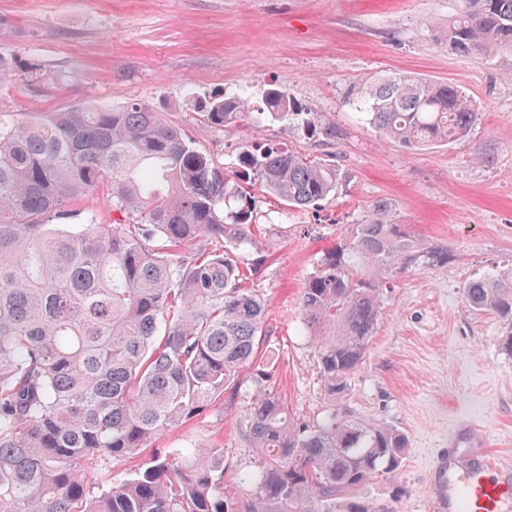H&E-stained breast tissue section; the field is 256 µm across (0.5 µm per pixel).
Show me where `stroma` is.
Here are the masks:
<instances>
[{
  "mask_svg": "<svg viewBox=\"0 0 512 512\" xmlns=\"http://www.w3.org/2000/svg\"><path fill=\"white\" fill-rule=\"evenodd\" d=\"M466 0H0V50L20 74L0 83V110L15 115L72 104L139 100L193 146L231 166L250 146L285 148L335 165L334 193L296 208L256 192L258 248L237 252L245 286L265 302L277 362L269 387L243 370L234 397L166 429L157 448L224 450V490L240 497L242 472L260 456L241 435L254 398L276 393L292 418L315 426L331 414L401 430V467L364 489L391 512H429L444 476L437 454H495L512 473V353L506 324L476 311L463 290L512 269V51L459 55L445 39ZM36 65L61 83H34ZM387 72L443 81L472 101L466 136L408 150L349 103L350 86ZM270 89L297 113L263 114ZM238 94L252 112L232 132L194 100ZM391 208L413 243L400 268L370 269L383 314L364 363L329 396L301 325L300 292L323 255L348 248L357 224Z\"/></svg>",
  "mask_w": 512,
  "mask_h": 512,
  "instance_id": "stroma-1",
  "label": "stroma"
}]
</instances>
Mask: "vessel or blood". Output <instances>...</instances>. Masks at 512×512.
<instances>
[{
	"label": "vessel or blood",
	"instance_id": "1",
	"mask_svg": "<svg viewBox=\"0 0 512 512\" xmlns=\"http://www.w3.org/2000/svg\"><path fill=\"white\" fill-rule=\"evenodd\" d=\"M462 486H450L434 508L436 512H503L512 501V476L504 474L494 457L464 472Z\"/></svg>",
	"mask_w": 512,
	"mask_h": 512
}]
</instances>
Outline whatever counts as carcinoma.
Returning <instances> with one entry per match:
<instances>
[{
    "mask_svg": "<svg viewBox=\"0 0 512 512\" xmlns=\"http://www.w3.org/2000/svg\"><path fill=\"white\" fill-rule=\"evenodd\" d=\"M448 46L512 50V0H469L448 22ZM369 124L408 149L463 137L478 119L456 87L395 73L355 85ZM230 129L250 113L239 96L195 102ZM271 90L263 112L286 118ZM245 163L284 204L308 207L336 189L332 164L289 150H248ZM107 182L119 219L98 224L69 202ZM252 188L141 102L74 105L15 118L0 112V512H392L362 495L395 472L400 430L331 416L311 429L268 391L242 432L262 458L224 493V449L156 448L121 483L94 491L87 468L130 460L165 429L238 387L266 385L265 304L242 288L233 250L253 245ZM412 248L381 206L349 251L393 267ZM465 302L512 325V271L477 279ZM303 329L328 393H344L381 317L379 286L324 254L301 290Z\"/></svg>",
    "mask_w": 512,
    "mask_h": 512,
    "instance_id": "carcinoma-1",
    "label": "carcinoma"
}]
</instances>
